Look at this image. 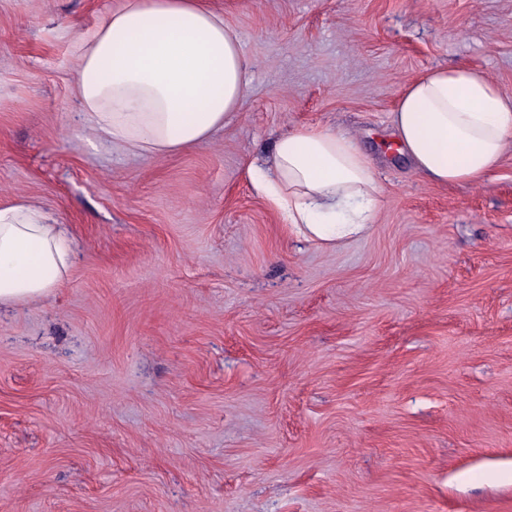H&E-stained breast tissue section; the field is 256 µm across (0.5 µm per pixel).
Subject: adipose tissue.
<instances>
[{"instance_id":"1","label":"adipose tissue","mask_w":512,"mask_h":512,"mask_svg":"<svg viewBox=\"0 0 512 512\" xmlns=\"http://www.w3.org/2000/svg\"><path fill=\"white\" fill-rule=\"evenodd\" d=\"M73 90L96 140L169 154L206 141L249 84L238 33L203 0H125L79 37ZM398 144L439 185L496 171L512 139V97L482 70L430 68L403 89ZM255 182L305 239L363 234L381 203L372 160L351 137L305 126L279 137ZM62 225L24 199L0 203V308L51 295L69 275Z\"/></svg>"}]
</instances>
